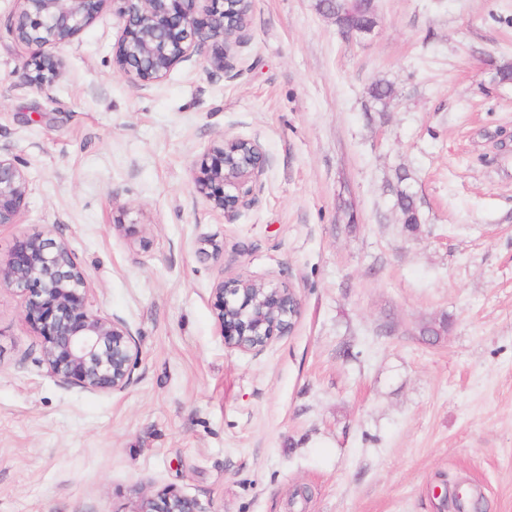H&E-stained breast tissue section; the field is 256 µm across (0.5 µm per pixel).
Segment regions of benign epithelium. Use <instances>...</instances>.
Listing matches in <instances>:
<instances>
[{
    "instance_id": "benign-epithelium-1",
    "label": "benign epithelium",
    "mask_w": 512,
    "mask_h": 512,
    "mask_svg": "<svg viewBox=\"0 0 512 512\" xmlns=\"http://www.w3.org/2000/svg\"><path fill=\"white\" fill-rule=\"evenodd\" d=\"M12 33L25 45L60 46L89 24L107 3L116 5L120 36L115 62L130 82L161 80L209 41L240 42L247 20L240 0H16ZM59 59L23 61L21 79L33 87L52 84L62 73ZM266 158L249 140L226 136L213 141L200 161L197 192L216 210L228 212L252 201ZM29 182L21 163L0 151V227L17 224ZM14 290L39 339V364L63 386L90 392H121L129 385L139 346L129 326L89 307L92 283L68 241L51 229L19 239L0 261V288ZM212 293L225 346L259 353L274 337L290 333L300 299L285 283L238 275L218 280ZM131 512H199L198 504L175 491L140 497Z\"/></svg>"
}]
</instances>
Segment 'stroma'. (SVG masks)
Here are the masks:
<instances>
[{"label":"stroma","instance_id":"35a3bbf8","mask_svg":"<svg viewBox=\"0 0 512 512\" xmlns=\"http://www.w3.org/2000/svg\"><path fill=\"white\" fill-rule=\"evenodd\" d=\"M317 3L252 0L228 68L194 55L142 87L107 7L39 90L0 0V147L30 187L0 258L53 227L92 309L140 342L124 391L59 385L0 288V512H131L169 488L200 512H512V0H375L353 39ZM224 135L267 159L229 213L194 184ZM126 206L139 229L116 227ZM240 274L301 301L258 354L215 317V282ZM396 206L403 217V223L407 230L416 233L419 230V212L416 206L414 195L402 188L396 192Z\"/></svg>","mask_w":512,"mask_h":512}]
</instances>
